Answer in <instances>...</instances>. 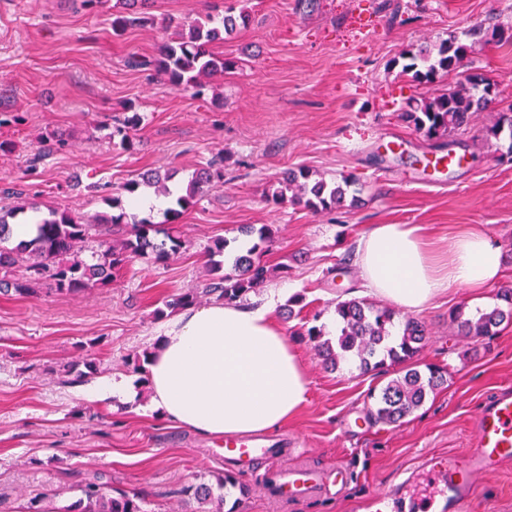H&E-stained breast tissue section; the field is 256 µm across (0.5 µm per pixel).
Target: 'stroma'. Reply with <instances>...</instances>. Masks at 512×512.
Instances as JSON below:
<instances>
[{
	"mask_svg": "<svg viewBox=\"0 0 512 512\" xmlns=\"http://www.w3.org/2000/svg\"><path fill=\"white\" fill-rule=\"evenodd\" d=\"M80 0H0V110L15 122L0 126V208L24 199L41 215L58 208L77 215L107 211L120 199L135 219L159 224L163 210L142 213L120 187L149 169L174 171V184L216 155L224 178L214 181L179 220L187 242L167 263L134 259L109 287L39 296L0 295V512H21L41 498L47 512L77 501L79 487L99 478L145 498L150 512H179L182 487L213 481L223 472L218 441L173 424L149 407L146 371L131 361L151 350L167 316V297L204 287L209 248L226 239L229 252L250 247L241 228L269 225L264 259L271 274L244 305L275 293L274 314L296 347L309 380L304 408L278 429L307 451L322 470L344 466L353 477L319 497L282 505L269 496L267 470H285L292 457L238 473L248 494L231 490L226 512H358L369 495L391 485L422 455L469 447L476 414L493 390L512 386V324L496 336L458 335L455 309L475 313L495 305L499 288L512 287V137L486 131L512 111V47L468 37L489 19L512 24V0H322L299 13L295 0H148V23L112 31L119 0L89 14ZM218 5L247 9L248 26L212 42L232 66L179 91L151 68L167 33L165 19L184 21ZM464 40L461 67L431 84L402 71V54L448 38ZM146 59L131 68L129 56ZM472 72L496 83L493 101L467 130L429 139L406 123L411 100L459 86ZM139 115L133 147L114 136L116 119ZM58 135L48 165L28 160L49 135ZM403 137L396 160L380 140ZM456 154L463 167L434 174L419 158ZM330 182L357 180L342 208L313 212L266 197L291 168ZM375 224H417L441 245L466 229L491 234L501 245L507 274L478 292L455 289L417 317L427 328L419 364L447 369V383L410 417L375 422L371 391L390 373L355 367L325 369L302 328L325 327L337 299L358 290L359 238ZM303 307L289 317V298ZM93 368H85V357ZM121 375L133 401L86 399L85 389ZM469 512H512V465L483 477Z\"/></svg>",
	"mask_w": 512,
	"mask_h": 512,
	"instance_id": "1",
	"label": "stroma"
}]
</instances>
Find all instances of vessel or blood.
I'll list each match as a JSON object with an SVG mask.
<instances>
[{"label":"vessel or blood","mask_w":512,"mask_h":512,"mask_svg":"<svg viewBox=\"0 0 512 512\" xmlns=\"http://www.w3.org/2000/svg\"><path fill=\"white\" fill-rule=\"evenodd\" d=\"M278 439L258 436L225 441L219 454L244 470L274 456ZM512 464V387L494 391L482 404L471 447L437 458L420 457L403 481L371 496L369 512H467L481 477ZM323 475L300 463L281 475L279 500L309 498L325 485Z\"/></svg>","instance_id":"1"}]
</instances>
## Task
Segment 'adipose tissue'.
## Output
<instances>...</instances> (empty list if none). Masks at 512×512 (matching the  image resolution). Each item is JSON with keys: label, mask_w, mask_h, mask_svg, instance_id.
<instances>
[{"label": "adipose tissue", "mask_w": 512, "mask_h": 512, "mask_svg": "<svg viewBox=\"0 0 512 512\" xmlns=\"http://www.w3.org/2000/svg\"><path fill=\"white\" fill-rule=\"evenodd\" d=\"M358 265L378 299L421 311L455 288L501 279L503 251L479 230L450 246L415 224L372 225L358 243ZM275 299L246 310L221 301L179 312L146 364L152 402L168 421L223 437L276 429L307 402L308 377L274 317Z\"/></svg>", "instance_id": "ef3b65f1"}]
</instances>
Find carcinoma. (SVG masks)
Masks as SVG:
<instances>
[{
	"instance_id": "obj_1",
	"label": "carcinoma",
	"mask_w": 512,
	"mask_h": 512,
	"mask_svg": "<svg viewBox=\"0 0 512 512\" xmlns=\"http://www.w3.org/2000/svg\"><path fill=\"white\" fill-rule=\"evenodd\" d=\"M215 17L207 15L189 24H165L175 27L173 36L163 45L160 57L153 61L156 71L167 77L177 90L201 86V77L221 74L227 68L224 59L213 55L209 45L218 38L219 30L212 26ZM251 16L246 9L238 15L226 9L221 19L229 32L238 26H247ZM478 34L497 43H512V26L495 23L492 28L479 29ZM467 46L458 41H445L432 54L428 49L416 53L405 52L409 63L402 72L420 84H430L440 74L457 70L463 61ZM495 85L479 73L467 75L466 84L434 97H425L409 104L402 117L427 138H438L467 127L472 114L487 108L492 102ZM221 157L211 160L207 167L196 170L188 181L185 193L173 196L166 182L169 173L148 172L140 179L122 186V192L133 197L143 188L171 198V207L165 211L166 224L147 220L130 224L126 213L97 214L89 219L67 210L51 209L49 217L38 223L37 234L29 241L7 246L11 228L0 214V292L10 291L21 296H35L47 284L59 292H80L90 288H105L128 263L150 255L156 262H166L186 247V241L177 228V220L193 207L211 184L213 167ZM271 199L288 202L311 211H327L341 206L347 189L355 181L327 183L323 179L311 181L305 168L287 170L276 181ZM248 235L258 234L259 242L233 256L231 266L223 263L210 266L212 278L202 291L188 290L165 301L166 308L177 311L194 306L199 293L214 295L216 300L235 302L258 291L268 278L263 262L261 244L272 237V229L264 225L258 229L247 226ZM98 242L93 252L96 262L83 258L90 240ZM499 303L488 310H477L471 317L463 309L452 314V323L460 335L486 338L497 334L503 323L512 322V288H503L496 294ZM336 335L324 337L322 330L311 326L301 332L313 344L322 364L333 370L341 366H356L362 372L385 367L402 366L404 374L389 381L379 393L371 394V417L382 423H397L419 409L427 396L446 383L447 368L434 365L423 371L414 359L425 341L426 330L416 318L400 317L398 313L367 298L348 297L336 300ZM239 486L237 477L229 472L218 477L216 484L191 483L182 490L183 512H221L224 496L219 491ZM83 498L71 512H145L143 499L133 495L110 493L97 482H89L81 489Z\"/></svg>"
}]
</instances>
